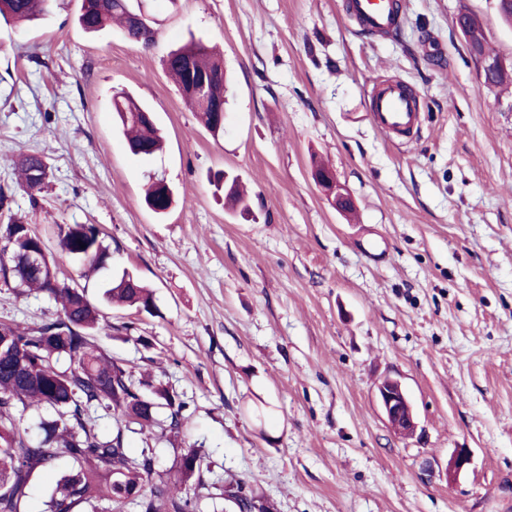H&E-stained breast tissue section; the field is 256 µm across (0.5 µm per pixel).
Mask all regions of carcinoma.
Instances as JSON below:
<instances>
[{"mask_svg": "<svg viewBox=\"0 0 512 512\" xmlns=\"http://www.w3.org/2000/svg\"><path fill=\"white\" fill-rule=\"evenodd\" d=\"M54 0H0V19L22 25L48 12ZM118 22L136 42L146 46L154 32L132 13L126 0H82L78 24L87 33L101 31ZM467 42L482 54L486 38L477 19L469 17L463 32ZM165 68L183 100L196 112L199 123L217 134L214 108H224V61L202 44H189L171 51ZM199 78L208 80V95L201 99L191 86ZM119 131L135 156H152L162 149L155 122L143 118L148 108L132 95L121 92L113 98ZM20 179L31 199L44 188L33 173L46 167L42 156L28 154L17 162ZM231 210H250L249 198L237 178L225 191ZM144 203L158 216L175 203L172 188L161 179L150 181ZM60 248L87 272L102 268L107 247L93 224L58 226ZM42 245L27 225L13 220L0 225V280H13L22 288L47 295L61 306V313L34 326L0 322V512H27L33 478L56 466L64 472L45 502V512H82L95 501L107 503V512H123L128 504L138 512H198L201 479L199 449H180L170 475L156 471L155 449L146 447L133 454L128 440L182 439L190 414L183 395L147 378H135L127 366L108 356L95 343L100 314L85 299L84 292L69 287L50 272L31 270L25 262L28 251ZM109 304L148 309L152 294L129 272L104 291ZM36 406L50 414L19 429L28 408ZM100 408L112 418V430L103 432L88 418ZM224 495L239 504V512L257 507L270 512L246 484L224 488Z\"/></svg>", "mask_w": 512, "mask_h": 512, "instance_id": "1", "label": "carcinoma"}]
</instances>
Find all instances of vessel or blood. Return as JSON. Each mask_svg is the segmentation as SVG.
<instances>
[{
	"mask_svg": "<svg viewBox=\"0 0 512 512\" xmlns=\"http://www.w3.org/2000/svg\"><path fill=\"white\" fill-rule=\"evenodd\" d=\"M348 11L363 29L374 33L391 31L398 21L394 0H348ZM369 111L376 128L389 137L404 139L418 129L421 115L419 101L406 93L400 83H376L371 93Z\"/></svg>",
	"mask_w": 512,
	"mask_h": 512,
	"instance_id": "vessel-or-blood-1",
	"label": "vessel or blood"
}]
</instances>
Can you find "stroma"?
Segmentation results:
<instances>
[{
    "label": "stroma",
    "mask_w": 512,
    "mask_h": 512,
    "mask_svg": "<svg viewBox=\"0 0 512 512\" xmlns=\"http://www.w3.org/2000/svg\"><path fill=\"white\" fill-rule=\"evenodd\" d=\"M346 2L127 0L148 46L118 25L85 33L80 0L1 23L0 224L21 218L58 279L84 287L109 324L101 348L190 400L200 512H233L220 493L234 480L273 512H512V88L483 86L453 20L474 14L511 67L512 25L497 0H401L397 32L371 35ZM191 40L218 46L230 77L216 137L163 66ZM386 80L419 97L413 141L368 113ZM117 91L153 112L162 154L128 151ZM31 153L49 166L33 198L14 168ZM320 161L352 212L315 186ZM218 171L248 187V216L225 210ZM153 175L177 194L161 218L142 201ZM60 224L95 225L106 268L82 277ZM126 271L154 314L104 306ZM55 314L0 282V321ZM388 378L415 411L412 437L379 404ZM461 448L470 463L452 480Z\"/></svg>",
    "instance_id": "stroma-1"
}]
</instances>
